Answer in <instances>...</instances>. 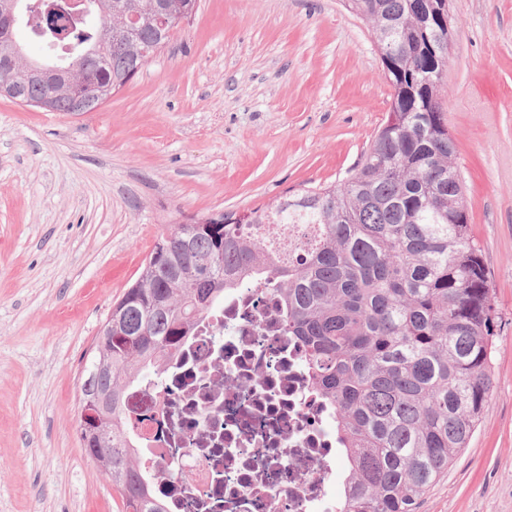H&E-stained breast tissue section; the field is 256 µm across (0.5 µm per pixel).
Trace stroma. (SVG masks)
Listing matches in <instances>:
<instances>
[{"label":"stroma","mask_w":512,"mask_h":512,"mask_svg":"<svg viewBox=\"0 0 512 512\" xmlns=\"http://www.w3.org/2000/svg\"><path fill=\"white\" fill-rule=\"evenodd\" d=\"M448 13V129L498 318L490 404L419 512H512V0ZM390 105L343 0H200L94 112L0 98V512H123L78 437L113 302L173 225L341 180Z\"/></svg>","instance_id":"obj_1"}]
</instances>
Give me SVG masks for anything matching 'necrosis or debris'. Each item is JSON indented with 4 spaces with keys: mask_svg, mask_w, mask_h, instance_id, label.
I'll list each match as a JSON object with an SVG mask.
<instances>
[{
    "mask_svg": "<svg viewBox=\"0 0 512 512\" xmlns=\"http://www.w3.org/2000/svg\"><path fill=\"white\" fill-rule=\"evenodd\" d=\"M140 468L165 512H331L333 414L280 302L243 285L126 397Z\"/></svg>",
    "mask_w": 512,
    "mask_h": 512,
    "instance_id": "4bbe7bcc",
    "label": "necrosis or debris"
}]
</instances>
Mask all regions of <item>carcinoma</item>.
Here are the masks:
<instances>
[{
    "instance_id": "1",
    "label": "carcinoma",
    "mask_w": 512,
    "mask_h": 512,
    "mask_svg": "<svg viewBox=\"0 0 512 512\" xmlns=\"http://www.w3.org/2000/svg\"><path fill=\"white\" fill-rule=\"evenodd\" d=\"M88 0L83 18L23 0L25 25L80 79L15 76L0 97L51 112H93L190 22L199 0ZM370 24L391 110L353 173L285 194L199 231L160 237L112 305L124 335L95 344L81 397L112 390L105 430L78 426L83 448L112 459L125 512H164L124 425L126 389L159 371L207 310L244 282L264 283L302 342L312 385L332 408L349 472L335 512H417L426 489L467 446L491 397L493 289L469 233L463 179L448 133V14L438 0H347ZM192 256L206 259L198 268Z\"/></svg>"
}]
</instances>
